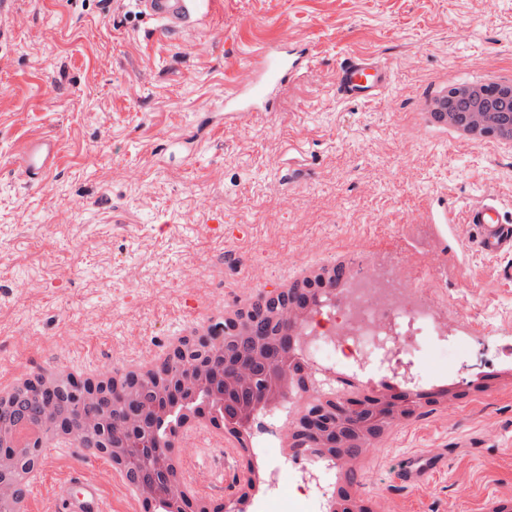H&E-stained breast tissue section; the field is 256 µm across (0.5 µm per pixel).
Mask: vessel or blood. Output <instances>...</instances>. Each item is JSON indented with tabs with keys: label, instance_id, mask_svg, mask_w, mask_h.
<instances>
[{
	"label": "vessel or blood",
	"instance_id": "vessel-or-blood-1",
	"mask_svg": "<svg viewBox=\"0 0 512 512\" xmlns=\"http://www.w3.org/2000/svg\"><path fill=\"white\" fill-rule=\"evenodd\" d=\"M140 13L153 24L157 35L184 29L206 16L212 0H135ZM307 49H281L270 42L250 51L247 66L252 76L245 85L236 86L224 95V112L237 117L245 112L271 111L281 89L297 80L310 62ZM391 65L373 54H349L342 58L336 82L337 96L347 102H367L388 87ZM22 173L39 184L56 172L61 154L55 136L37 134L23 140L18 147ZM461 224L468 229L475 251L488 259L512 255V219L505 216L497 199L482 197L465 206ZM211 440H201L191 449L193 464L208 465L209 483L224 484L223 459L213 458ZM445 454L408 452L396 462V478L406 487H415L443 469ZM52 512H111L101 487L73 470L57 489Z\"/></svg>",
	"mask_w": 512,
	"mask_h": 512
}]
</instances>
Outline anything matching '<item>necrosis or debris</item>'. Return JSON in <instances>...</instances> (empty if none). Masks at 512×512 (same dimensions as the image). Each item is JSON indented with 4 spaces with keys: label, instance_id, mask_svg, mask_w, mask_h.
<instances>
[{
    "label": "necrosis or debris",
    "instance_id": "necrosis-or-debris-1",
    "mask_svg": "<svg viewBox=\"0 0 512 512\" xmlns=\"http://www.w3.org/2000/svg\"><path fill=\"white\" fill-rule=\"evenodd\" d=\"M438 303L419 282L401 279L396 264L375 274H361L347 301L324 305L305 327L304 359L315 369H335L340 378L390 380L422 388L440 381L417 356L423 341L443 344L445 338L467 335L469 328L452 324L439 315ZM288 413L286 404L266 407L254 426L251 444L267 481L264 494L252 501L249 512H266L274 489L290 476L301 494L316 493L326 502L337 477L335 460L302 451L284 456L278 433Z\"/></svg>",
    "mask_w": 512,
    "mask_h": 512
}]
</instances>
